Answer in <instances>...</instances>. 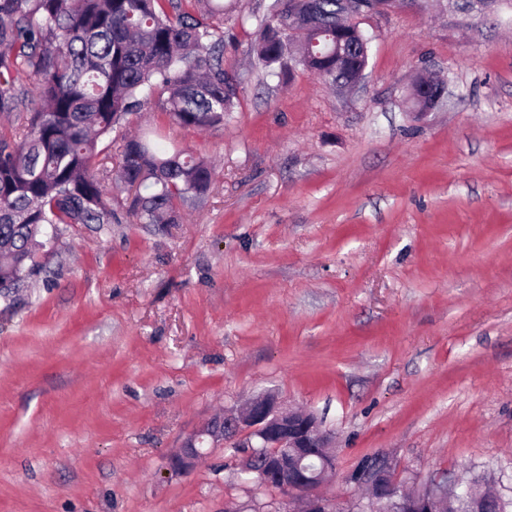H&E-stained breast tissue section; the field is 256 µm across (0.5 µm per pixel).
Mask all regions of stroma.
<instances>
[{"label":"stroma","instance_id":"35a3bbf8","mask_svg":"<svg viewBox=\"0 0 512 512\" xmlns=\"http://www.w3.org/2000/svg\"><path fill=\"white\" fill-rule=\"evenodd\" d=\"M224 16L234 119L129 116L211 160L180 224L127 214L60 225L0 300V512H224L267 502L233 450L173 454L215 414L272 392L324 416L336 472L392 454L421 478L495 480L512 496V4L448 0L360 16L358 86L256 68L250 12ZM447 107L408 114L419 70Z\"/></svg>","mask_w":512,"mask_h":512}]
</instances>
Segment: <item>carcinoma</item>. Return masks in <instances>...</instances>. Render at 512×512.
<instances>
[{
  "label": "carcinoma",
  "mask_w": 512,
  "mask_h": 512,
  "mask_svg": "<svg viewBox=\"0 0 512 512\" xmlns=\"http://www.w3.org/2000/svg\"><path fill=\"white\" fill-rule=\"evenodd\" d=\"M290 2L274 0L255 17L253 52L273 75L291 59ZM448 2L484 14L501 0ZM343 10L342 0H307L320 56L291 59L333 86ZM226 11L224 0H194L191 9L183 0H0V114L22 120L18 135H0L1 298L35 272L50 243L46 225L112 223V194L95 169L114 155V181L136 190L127 213L140 224H178L184 208L205 200V159L165 149L149 132H113L154 94L183 128L232 117L238 81L224 69Z\"/></svg>",
  "instance_id": "cac0c4a2"
}]
</instances>
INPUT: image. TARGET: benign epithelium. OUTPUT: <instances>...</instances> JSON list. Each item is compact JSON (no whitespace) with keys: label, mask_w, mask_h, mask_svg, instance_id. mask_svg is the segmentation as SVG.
Listing matches in <instances>:
<instances>
[{"label":"benign epithelium","mask_w":512,"mask_h":512,"mask_svg":"<svg viewBox=\"0 0 512 512\" xmlns=\"http://www.w3.org/2000/svg\"><path fill=\"white\" fill-rule=\"evenodd\" d=\"M347 12L360 16L386 9L389 0H345ZM304 0H293L288 10V32L295 35L307 33L303 21ZM437 95L422 99V112H432L443 106L445 84L435 86ZM334 433L326 429L321 419L309 410L299 411L287 407L278 397L264 394L249 399L239 408L219 419H210L185 439L173 464L181 470L192 469L203 457V447L247 448L239 465L241 472L253 476L261 487H278L280 497L271 502L273 512H294V504L302 505V512H371L373 503L397 494L404 504V512H438L437 500L454 496L456 486L444 492L436 491L438 481L425 484L415 476L404 475L398 462L389 454L376 457L372 468H359L353 481L368 487L369 496L343 502L315 493L322 478L335 471V456L327 452L333 447ZM263 449L262 466H256L252 448ZM315 457L320 461L316 475L307 477L301 463Z\"/></svg>","instance_id":"1"}]
</instances>
